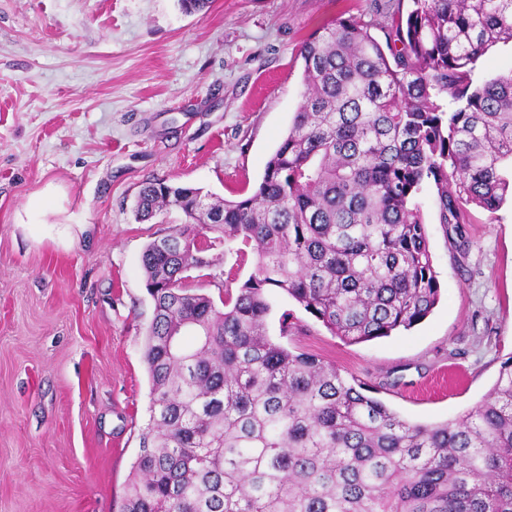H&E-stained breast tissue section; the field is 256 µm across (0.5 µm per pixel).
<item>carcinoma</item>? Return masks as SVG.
Instances as JSON below:
<instances>
[{"instance_id": "cac0c4a2", "label": "carcinoma", "mask_w": 512, "mask_h": 512, "mask_svg": "<svg viewBox=\"0 0 512 512\" xmlns=\"http://www.w3.org/2000/svg\"><path fill=\"white\" fill-rule=\"evenodd\" d=\"M411 2L302 43V102L251 194L142 184L139 220L181 224L142 255L152 398L122 512H512V356L472 410L426 425L267 328L278 290L349 344L412 329L440 299L424 184L459 236L468 206L512 195V72L473 85L512 43V0ZM218 248L253 255L219 306L185 284ZM512 70V44H498L476 63L473 73L475 85H482L503 72Z\"/></svg>"}]
</instances>
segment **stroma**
Segmentation results:
<instances>
[{"label":"stroma","instance_id":"1","mask_svg":"<svg viewBox=\"0 0 512 512\" xmlns=\"http://www.w3.org/2000/svg\"><path fill=\"white\" fill-rule=\"evenodd\" d=\"M397 0H0V512H120L151 386L142 254L170 232L137 221L142 182L248 193L301 100V43ZM419 196L441 296L415 328L348 344L282 293L284 337L373 385L413 423L476 406L512 356V205L469 207L445 234ZM44 199L41 211L28 208ZM189 287L213 299L252 261L215 250Z\"/></svg>","mask_w":512,"mask_h":512}]
</instances>
